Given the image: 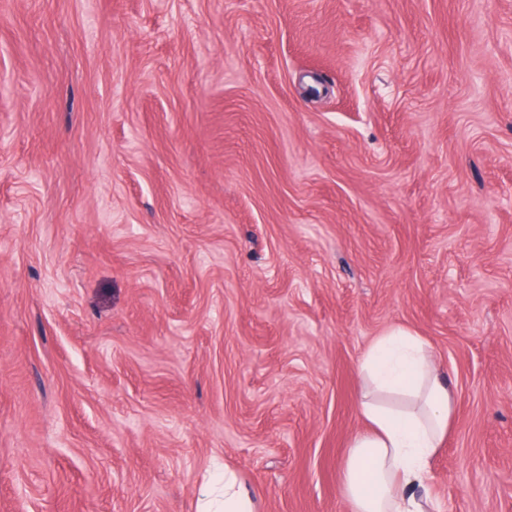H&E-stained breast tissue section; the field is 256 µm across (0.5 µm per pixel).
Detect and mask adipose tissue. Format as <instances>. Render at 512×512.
<instances>
[{
  "label": "adipose tissue",
  "mask_w": 512,
  "mask_h": 512,
  "mask_svg": "<svg viewBox=\"0 0 512 512\" xmlns=\"http://www.w3.org/2000/svg\"><path fill=\"white\" fill-rule=\"evenodd\" d=\"M364 430L350 440L342 494L353 512H428L417 495L454 418L455 396L428 345L403 328L377 337L361 366ZM199 512H257L238 475L213 464L199 490Z\"/></svg>",
  "instance_id": "obj_1"
}]
</instances>
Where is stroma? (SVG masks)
I'll return each mask as SVG.
<instances>
[{
	"mask_svg": "<svg viewBox=\"0 0 512 512\" xmlns=\"http://www.w3.org/2000/svg\"><path fill=\"white\" fill-rule=\"evenodd\" d=\"M395 327L512 512V0H0V512H352ZM199 512H257V500L235 472L214 463L199 490Z\"/></svg>",
	"mask_w": 512,
	"mask_h": 512,
	"instance_id": "stroma-1",
	"label": "stroma"
}]
</instances>
